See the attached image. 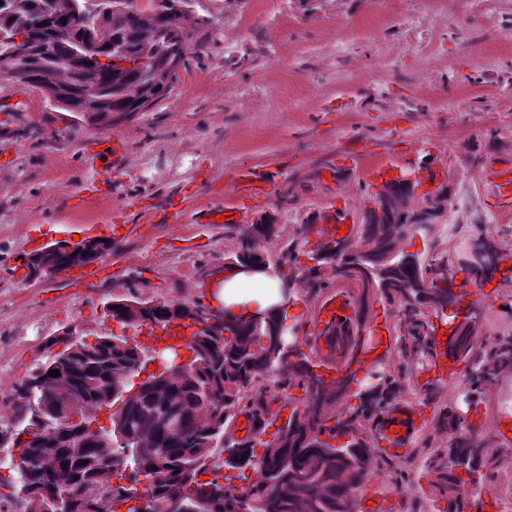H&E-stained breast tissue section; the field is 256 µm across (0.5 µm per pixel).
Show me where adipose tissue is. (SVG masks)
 Returning a JSON list of instances; mask_svg holds the SVG:
<instances>
[{
	"label": "adipose tissue",
	"instance_id": "1",
	"mask_svg": "<svg viewBox=\"0 0 512 512\" xmlns=\"http://www.w3.org/2000/svg\"><path fill=\"white\" fill-rule=\"evenodd\" d=\"M209 295L217 308L246 305L265 310L282 301L278 280L262 273L229 276L225 284L211 288Z\"/></svg>",
	"mask_w": 512,
	"mask_h": 512
}]
</instances>
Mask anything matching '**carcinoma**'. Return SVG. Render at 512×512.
Here are the masks:
<instances>
[{
  "mask_svg": "<svg viewBox=\"0 0 512 512\" xmlns=\"http://www.w3.org/2000/svg\"><path fill=\"white\" fill-rule=\"evenodd\" d=\"M112 9V48L149 61L144 71L114 72L95 66L76 54L77 44L87 26L80 23L83 0H3L0 4V31H22L35 45L49 46V53L35 62L17 58L0 49V77L43 90L54 88L72 95L74 121L94 111L124 112L145 100L158 103L171 92L179 71L190 61L201 62L199 48L193 46L198 30L208 26L192 9V0H148L145 7L132 8L128 0H101ZM419 184L385 185L376 191L365 189V207L357 215V238L332 256H322L324 244L309 249V231L318 216L312 215L292 234L262 218L239 232L229 262L239 266L263 267L276 261L279 269H289L293 284H306L305 299L320 296L356 265L359 290L354 292L360 311L366 312L368 296L374 292L392 307L398 337L389 347L385 361L376 365L369 381L349 392L316 382L315 362L301 350L303 342L290 334L294 326L272 310L260 322L246 316L226 328L230 336L221 338L196 330L186 344L194 358L173 364L175 354L163 355L164 371L138 390L136 398L112 415V427L123 433L118 444L112 432L88 436L79 423L95 416L94 410L127 392L129 380L146 364L148 349L131 345L122 336H59L43 346L45 363L31 378L16 388L20 411L29 420L40 421L44 447L30 451L29 468L18 471L20 490L36 495L41 512H58L56 502L70 499L74 512H90V502L100 490L112 502L125 504L134 499L137 485L159 502L173 498L199 497L203 484L196 477L205 466L216 475L228 466L239 469L258 462L262 479L242 490L228 484L224 493L210 501L208 512H353L351 501L364 485L371 464L379 460L362 433L405 390L409 360L427 344L432 327L429 312L457 306L454 293L437 285L441 271L457 267L470 271L467 281L479 287L483 272L507 245L509 238L480 231L461 239L444 236L449 215L455 224L481 222V202L468 193L462 201L461 183L447 186L425 197L417 194ZM423 233L429 242L427 255L408 254L401 244ZM108 244L91 240L85 251L67 253L61 249L36 253L28 258L30 275L38 277L42 268H56L93 262ZM316 261L302 272L301 257ZM109 309L121 324L167 325L174 315L194 319L198 305L177 301H154L131 311L132 301L119 298ZM480 327H462L455 332V347L464 359L472 351V337ZM60 353L52 349L60 344ZM288 367L297 378L286 380L302 390L286 421L275 427L268 444L258 454L249 441L234 442L226 436L236 417L249 411L257 421L269 415L260 396L252 397V383ZM395 367L397 374L387 370ZM471 389L478 396L487 385L506 372L512 373V334H499L481 357L472 360ZM57 369L65 377L68 393L56 386L48 371ZM172 409L177 426L167 427L162 416ZM438 429L449 434L448 447L429 457L426 467L432 494V509L464 512L475 502V491L487 488L497 478L496 453L478 436L474 423L463 420L455 406L440 408ZM342 440L344 444L335 445ZM236 451L226 463L220 456ZM122 479L128 486L112 487ZM445 502L444 508L437 503Z\"/></svg>",
  "mask_w": 512,
  "mask_h": 512,
  "instance_id": "obj_1",
  "label": "carcinoma"
}]
</instances>
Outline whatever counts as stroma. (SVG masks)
<instances>
[{"instance_id":"stroma-1","label":"stroma","mask_w":512,"mask_h":512,"mask_svg":"<svg viewBox=\"0 0 512 512\" xmlns=\"http://www.w3.org/2000/svg\"><path fill=\"white\" fill-rule=\"evenodd\" d=\"M196 0L212 25L197 33L201 63L180 71L169 95L115 126L80 127L28 89L14 106V81L0 78V424L21 430L16 388L43 361L52 337L118 335L137 326L112 319L116 298L208 304L206 285L223 272L236 224L157 221L172 197L190 211L224 199V178L280 170L248 222L271 217L293 230L326 203L323 168L337 180L365 178L418 146L444 149L445 170L473 176L482 161L512 159V0ZM464 138L449 142L455 129ZM116 140L125 153L111 189L82 203L83 155ZM290 201L280 205V192ZM125 210L137 227L112 240L111 273L94 285L58 276L27 278L16 266L72 241L89 224ZM42 237L32 242L29 231Z\"/></svg>"}]
</instances>
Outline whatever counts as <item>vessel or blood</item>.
<instances>
[{"label":"vessel or blood","mask_w":512,"mask_h":512,"mask_svg":"<svg viewBox=\"0 0 512 512\" xmlns=\"http://www.w3.org/2000/svg\"><path fill=\"white\" fill-rule=\"evenodd\" d=\"M442 152L431 146H422L413 151L406 163L396 161L374 170L371 178L375 185L398 180L403 174H410L414 180H428L437 177L442 171ZM124 162L122 150L111 143L86 153V165L90 172L88 180L79 189L81 199L87 200L98 193L100 187L111 186L113 171ZM482 199L491 209L501 214L512 212V163L501 162L483 166L474 176ZM271 180L267 173L248 169L240 171L231 185L230 201L224 204H210L196 213L200 224H213L217 219L236 224L242 219L247 200L267 194ZM346 200L342 207H326L321 211V219L315 229L325 237L339 235L355 237L357 207L354 199L355 187L344 190ZM101 270L93 265L71 267L60 271L59 277L67 283L93 284L100 277ZM460 306L475 304L488 309L496 302L495 295L484 289L468 284L458 291ZM359 317V307L349 289L328 290L314 319L315 362L321 365L327 381L344 382L350 373L365 375L376 365V351L386 350L384 335L386 321L370 319L363 333H356L355 324ZM434 327L431 344L420 352L419 377L416 387L430 384H445L449 377L462 369L460 361L448 356L445 337L448 333L442 316L431 315ZM426 412L408 396H400L380 417L371 430L373 442L380 452L398 457L405 454L414 436L426 422ZM497 441L502 449L498 454L501 481L500 491L512 493V451L508 443L512 442V418L503 417L498 422Z\"/></svg>","instance_id":"1"}]
</instances>
